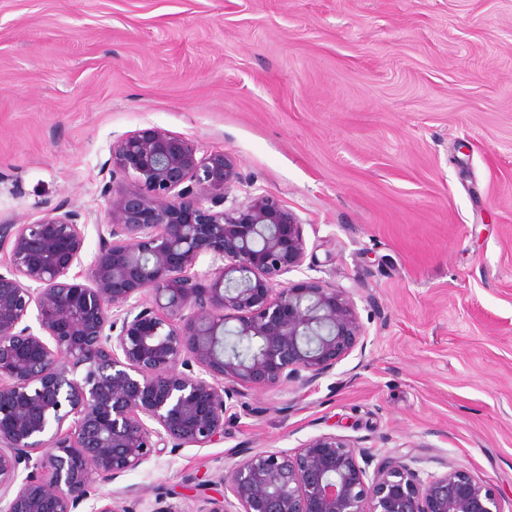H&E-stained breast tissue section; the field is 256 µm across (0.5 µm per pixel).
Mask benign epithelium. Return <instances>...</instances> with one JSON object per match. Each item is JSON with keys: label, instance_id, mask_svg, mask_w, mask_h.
I'll list each match as a JSON object with an SVG mask.
<instances>
[{"label": "benign epithelium", "instance_id": "7a95c632", "mask_svg": "<svg viewBox=\"0 0 512 512\" xmlns=\"http://www.w3.org/2000/svg\"><path fill=\"white\" fill-rule=\"evenodd\" d=\"M111 156L124 181L104 189L89 263L72 211L0 224V512H78L96 482L216 443L242 398L311 386L368 345L351 291L283 285L306 258L293 212L264 193L224 207L238 179L224 152L152 127ZM227 460L230 496L211 512H501L465 467L429 472L333 433ZM22 466L43 475L20 481ZM131 493L88 512H130Z\"/></svg>", "mask_w": 512, "mask_h": 512}]
</instances>
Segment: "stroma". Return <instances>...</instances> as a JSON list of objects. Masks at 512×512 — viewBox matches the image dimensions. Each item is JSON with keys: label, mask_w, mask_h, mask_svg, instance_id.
<instances>
[{"label": "stroma", "mask_w": 512, "mask_h": 512, "mask_svg": "<svg viewBox=\"0 0 512 512\" xmlns=\"http://www.w3.org/2000/svg\"><path fill=\"white\" fill-rule=\"evenodd\" d=\"M153 126L296 214L286 281L350 289L368 346L92 500L214 512L229 450L333 433L467 467L512 512V0H0L1 221L76 210L93 256L110 146Z\"/></svg>", "instance_id": "obj_1"}]
</instances>
